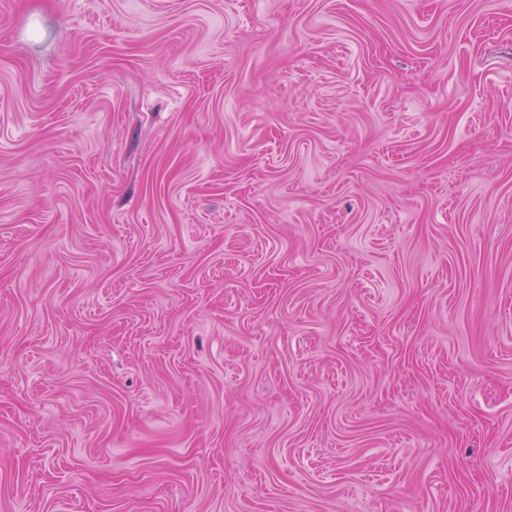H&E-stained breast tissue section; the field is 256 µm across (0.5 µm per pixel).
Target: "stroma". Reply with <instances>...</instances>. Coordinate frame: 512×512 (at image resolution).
<instances>
[{
    "instance_id": "obj_1",
    "label": "stroma",
    "mask_w": 512,
    "mask_h": 512,
    "mask_svg": "<svg viewBox=\"0 0 512 512\" xmlns=\"http://www.w3.org/2000/svg\"><path fill=\"white\" fill-rule=\"evenodd\" d=\"M0 512H512V0H0Z\"/></svg>"
}]
</instances>
